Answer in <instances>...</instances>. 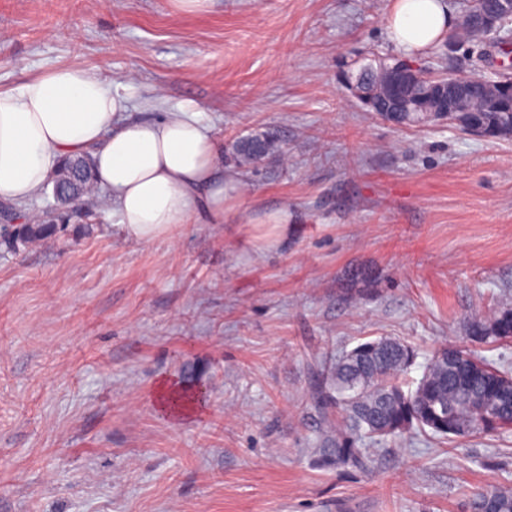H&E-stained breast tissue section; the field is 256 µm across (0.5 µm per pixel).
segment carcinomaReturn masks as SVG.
<instances>
[{
	"instance_id": "obj_1",
	"label": "carcinoma",
	"mask_w": 512,
	"mask_h": 512,
	"mask_svg": "<svg viewBox=\"0 0 512 512\" xmlns=\"http://www.w3.org/2000/svg\"><path fill=\"white\" fill-rule=\"evenodd\" d=\"M491 132L512 125V98L481 117ZM277 148V139L260 134L236 146L240 166L254 164ZM61 228L49 221L21 224L11 237L17 246L48 241ZM467 337L480 344L512 342V307L496 309L472 322ZM416 349L395 338L358 344L334 360H323L314 402L324 424L319 438L323 461L363 468L366 446L396 434L428 435L442 443L512 430V371L462 348L433 355L422 376L407 380ZM471 512H512V490L482 491Z\"/></svg>"
}]
</instances>
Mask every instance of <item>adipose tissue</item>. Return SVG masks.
Masks as SVG:
<instances>
[{"label":"adipose tissue","instance_id":"obj_1","mask_svg":"<svg viewBox=\"0 0 512 512\" xmlns=\"http://www.w3.org/2000/svg\"><path fill=\"white\" fill-rule=\"evenodd\" d=\"M455 22L445 0H390L386 31L404 55L427 52ZM128 86L59 66L0 87V198L39 197L59 164L91 156L97 188L127 233L149 241L181 224L228 220L241 186L213 127L190 101L152 120L127 118Z\"/></svg>","mask_w":512,"mask_h":512}]
</instances>
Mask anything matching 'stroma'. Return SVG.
I'll return each instance as SVG.
<instances>
[{"mask_svg":"<svg viewBox=\"0 0 512 512\" xmlns=\"http://www.w3.org/2000/svg\"><path fill=\"white\" fill-rule=\"evenodd\" d=\"M388 5L0 0V87L74 65L133 83L132 118L160 117V93L194 101L243 184L228 222L155 241L46 191L30 209L56 241L0 240V512H470L512 488V432L389 437L363 470L311 451L321 358L391 336L421 362L512 306V141L394 125L351 94L398 55ZM414 62L495 72L512 54L443 42ZM267 132L279 153L236 167ZM281 206L288 227L254 223ZM188 371L208 396L168 415L161 388Z\"/></svg>","mask_w":512,"mask_h":512,"instance_id":"stroma-1","label":"stroma"}]
</instances>
